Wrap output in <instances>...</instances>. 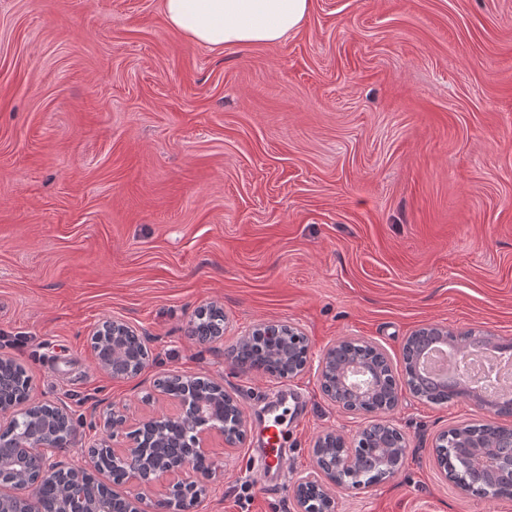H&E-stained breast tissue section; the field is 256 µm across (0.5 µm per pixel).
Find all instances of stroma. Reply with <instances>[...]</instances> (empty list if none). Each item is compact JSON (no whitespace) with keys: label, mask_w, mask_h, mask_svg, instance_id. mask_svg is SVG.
<instances>
[{"label":"stroma","mask_w":512,"mask_h":512,"mask_svg":"<svg viewBox=\"0 0 512 512\" xmlns=\"http://www.w3.org/2000/svg\"><path fill=\"white\" fill-rule=\"evenodd\" d=\"M224 310V337L188 335ZM145 336L140 374L115 380L90 337L103 320ZM271 321L308 343L281 381L235 369L226 346ZM429 324L512 340V0H311L275 45L216 51L168 27L161 0H0V352L31 400L68 410L57 460L129 423L175 412L170 374L224 385L249 416L198 512H295L312 446L366 416L324 398L318 364L343 338L384 350ZM285 488L257 483L261 415L281 386ZM390 419L408 452L390 479L337 491L336 512H512L446 480L438 434L490 413L401 388ZM250 488L241 509L237 497ZM263 327L268 328V330L271 333H274V332L279 333L280 330H288V332L290 334H295L296 336L301 335V336H299L298 341L294 343L295 356H296L298 364L307 360V353H308L307 341H306L305 336H302L303 334L300 333L297 328H295L291 325H288L286 323H268V324H264ZM306 368H307V361H305L304 363H302L298 366L294 365L292 375L304 372Z\"/></svg>","instance_id":"35a3bbf8"}]
</instances>
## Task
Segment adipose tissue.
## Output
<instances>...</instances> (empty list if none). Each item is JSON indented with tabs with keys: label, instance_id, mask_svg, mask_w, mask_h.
<instances>
[{
	"label": "adipose tissue",
	"instance_id": "obj_1",
	"mask_svg": "<svg viewBox=\"0 0 512 512\" xmlns=\"http://www.w3.org/2000/svg\"><path fill=\"white\" fill-rule=\"evenodd\" d=\"M167 24L220 50L274 45L301 28L310 0H163Z\"/></svg>",
	"mask_w": 512,
	"mask_h": 512
}]
</instances>
